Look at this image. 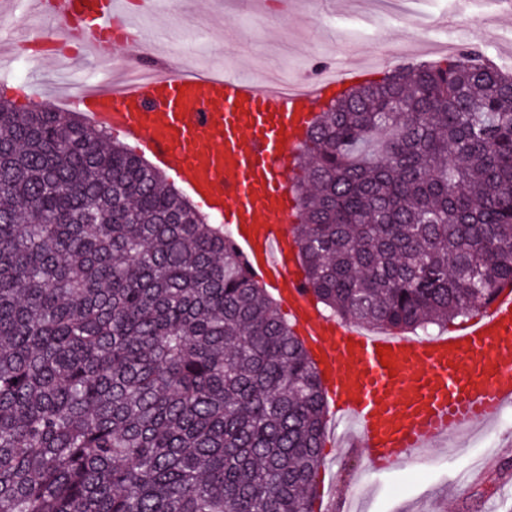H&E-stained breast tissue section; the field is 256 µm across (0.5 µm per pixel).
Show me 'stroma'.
I'll return each instance as SVG.
<instances>
[{"label": "stroma", "mask_w": 512, "mask_h": 512, "mask_svg": "<svg viewBox=\"0 0 512 512\" xmlns=\"http://www.w3.org/2000/svg\"><path fill=\"white\" fill-rule=\"evenodd\" d=\"M162 38L116 47L117 64L139 62L178 69L194 62L196 41L207 37L216 70L247 69L255 78L272 69L295 78L335 62L352 48L355 59L380 61L382 71L434 61L432 44L449 40L476 47L512 72V21L497 0H423L422 13L440 17V31L422 37L413 16L390 20L375 37L363 19L376 0H172ZM18 38L17 57L0 65V84L21 85L30 102L48 103L50 63L33 61L34 40L45 28L32 13L5 18ZM326 461L317 477L315 512L350 503L352 512H512V427L501 421L409 456L379 471L326 436Z\"/></svg>", "instance_id": "stroma-1"}]
</instances>
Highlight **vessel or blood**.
Masks as SVG:
<instances>
[{
  "label": "vessel or blood",
  "instance_id": "obj_1",
  "mask_svg": "<svg viewBox=\"0 0 512 512\" xmlns=\"http://www.w3.org/2000/svg\"><path fill=\"white\" fill-rule=\"evenodd\" d=\"M60 22L40 58L77 42L101 58L112 42L144 37L124 0H32ZM343 60L306 89L261 86L237 72L168 70L132 81L71 83L57 101L136 140L231 229L252 278L273 289L315 360L341 446L374 468L391 467L453 432L496 420L512 405V289L459 330L427 340L371 331L324 315L305 285L291 230L293 155L312 110L328 93L365 80Z\"/></svg>",
  "mask_w": 512,
  "mask_h": 512
}]
</instances>
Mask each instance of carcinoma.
I'll return each instance as SVG.
<instances>
[{
	"label": "carcinoma",
	"instance_id": "obj_1",
	"mask_svg": "<svg viewBox=\"0 0 512 512\" xmlns=\"http://www.w3.org/2000/svg\"><path fill=\"white\" fill-rule=\"evenodd\" d=\"M80 112L0 88V512H314L326 398L230 234ZM293 234L323 311L426 332L512 285V75L335 94Z\"/></svg>",
	"mask_w": 512,
	"mask_h": 512
}]
</instances>
